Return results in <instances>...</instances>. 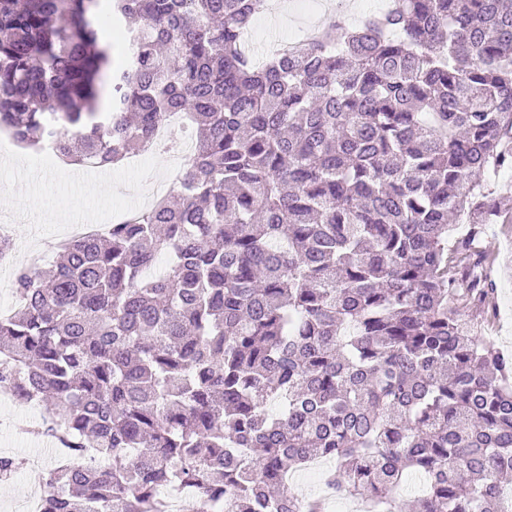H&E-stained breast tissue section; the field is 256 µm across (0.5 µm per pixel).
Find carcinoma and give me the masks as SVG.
Here are the masks:
<instances>
[{
  "label": "carcinoma",
  "instance_id": "cac0c4a2",
  "mask_svg": "<svg viewBox=\"0 0 512 512\" xmlns=\"http://www.w3.org/2000/svg\"><path fill=\"white\" fill-rule=\"evenodd\" d=\"M267 0H0V126L114 165L171 112L196 143L148 212L14 269L0 386L110 466L44 471L46 512H512V353L472 244L512 171V0H390L260 62ZM453 216L471 224L448 252ZM167 258L162 274L149 270ZM272 16L273 15H265L260 19H257L254 22L252 31L250 33L249 47L258 58H263L266 56L273 40L271 37L273 33L280 32L288 35V25L284 30H280L279 27L281 25L273 26L269 23V18Z\"/></svg>",
  "mask_w": 512,
  "mask_h": 512
}]
</instances>
